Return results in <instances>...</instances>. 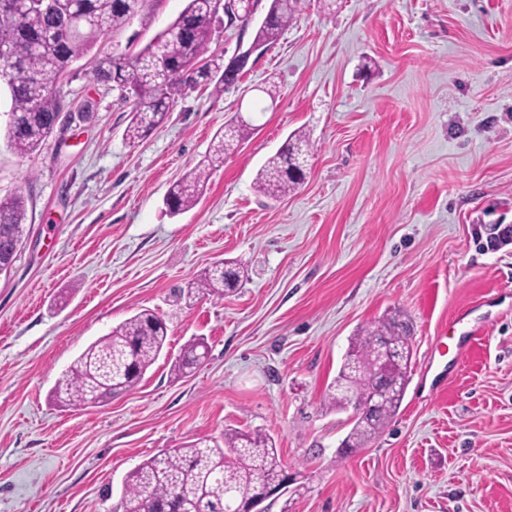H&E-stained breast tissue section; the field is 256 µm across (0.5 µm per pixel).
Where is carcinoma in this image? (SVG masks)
Instances as JSON below:
<instances>
[{"mask_svg":"<svg viewBox=\"0 0 512 512\" xmlns=\"http://www.w3.org/2000/svg\"><path fill=\"white\" fill-rule=\"evenodd\" d=\"M56 4L58 11L46 13L33 9L28 0H0V62L20 54L18 70H0V83L7 86L11 99L4 139L20 155L38 152L58 126L63 112L59 80L73 63L106 33L120 32L135 20L146 29L153 21L147 0H56ZM299 4L300 0H270L252 45L266 48L275 42ZM216 33L210 0H187L174 22L142 49L95 60L97 82L129 87V140L138 141L160 126L182 89L206 81L220 92L239 80L238 72L225 74L224 56L209 53ZM230 126L215 135L207 159L170 186L164 202L171 214L197 205L209 170L224 163V156L237 149L249 133L246 123ZM312 153L306 133L287 137L259 170V191L278 200L296 189ZM27 233L24 196L0 198V263L8 255H17L16 247ZM244 275L237 263L223 260L180 289L179 296L188 301L201 296L222 298L239 288ZM167 336L166 322L159 315L148 309L137 312L85 348L56 381L52 401L79 409L129 391L156 362ZM411 337L409 322L394 312L362 328L351 341L328 395L335 408L344 410L351 399L361 402L371 397L380 339L397 345L399 354L390 360L385 374L391 387L389 398L378 410L363 411L351 421L345 449L354 452L366 447L399 410L409 380ZM208 353L204 339H190L172 362L171 373L183 377ZM286 484L288 472L274 438L258 431L234 430L224 433L222 446L202 440L145 460L124 477L120 508L122 512H245L252 500Z\"/></svg>","mask_w":512,"mask_h":512,"instance_id":"obj_1","label":"carcinoma"}]
</instances>
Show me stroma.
I'll return each mask as SVG.
<instances>
[{
    "label": "stroma",
    "mask_w": 512,
    "mask_h": 512,
    "mask_svg": "<svg viewBox=\"0 0 512 512\" xmlns=\"http://www.w3.org/2000/svg\"><path fill=\"white\" fill-rule=\"evenodd\" d=\"M185 5L155 0L149 28L73 64L63 105L91 102L90 119L31 156L0 138V198L24 194L29 226L0 274V512H116L143 461L238 429L274 436L291 476L264 512H512V242L474 244L512 226V0H303L235 86L184 89L130 141V107L94 62ZM238 112L253 130L169 215L170 184ZM298 130L314 145L305 181L269 201L256 173ZM222 259L245 270L236 291L177 300ZM141 309L168 328L141 381L54 406L74 359ZM396 310L413 326L401 407L337 457L350 426L327 389L354 334ZM194 336L209 355L173 378Z\"/></svg>",
    "instance_id": "1"
}]
</instances>
